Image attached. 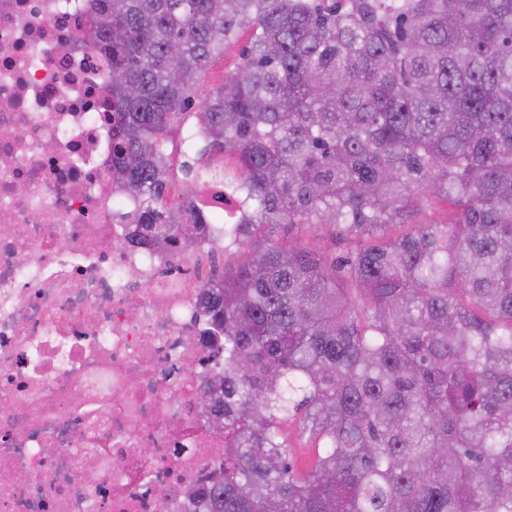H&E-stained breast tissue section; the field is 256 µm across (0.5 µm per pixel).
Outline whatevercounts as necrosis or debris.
Here are the masks:
<instances>
[{
  "label": "necrosis or debris",
  "mask_w": 512,
  "mask_h": 512,
  "mask_svg": "<svg viewBox=\"0 0 512 512\" xmlns=\"http://www.w3.org/2000/svg\"><path fill=\"white\" fill-rule=\"evenodd\" d=\"M88 5L0 0V512H192L224 453L198 407L224 350L194 275L224 251V188H196L199 243L127 244Z\"/></svg>",
  "instance_id": "1"
}]
</instances>
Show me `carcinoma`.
<instances>
[{
  "instance_id": "1",
  "label": "carcinoma",
  "mask_w": 512,
  "mask_h": 512,
  "mask_svg": "<svg viewBox=\"0 0 512 512\" xmlns=\"http://www.w3.org/2000/svg\"><path fill=\"white\" fill-rule=\"evenodd\" d=\"M132 245L192 242L168 135L203 100L236 261L204 289L224 457L194 512H512V0H90ZM454 218L410 223L423 203ZM149 224H169L149 237ZM280 224L365 245L335 257ZM319 441L295 467L282 425ZM251 32L243 29L238 36L224 48V54L213 56L202 74L201 81L193 92L192 104L186 112H198V103L211 88L221 85L224 78L231 73L241 61L244 48L249 45Z\"/></svg>"
}]
</instances>
